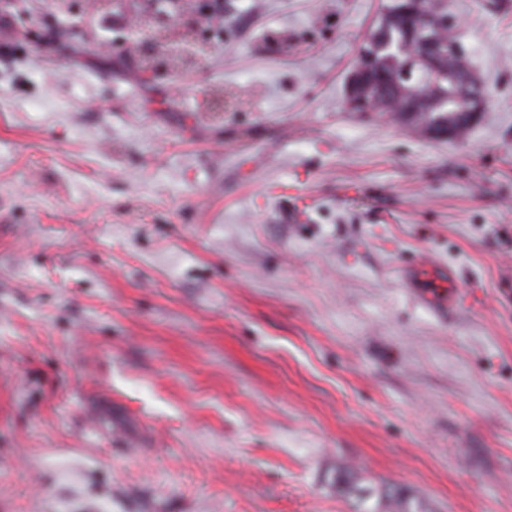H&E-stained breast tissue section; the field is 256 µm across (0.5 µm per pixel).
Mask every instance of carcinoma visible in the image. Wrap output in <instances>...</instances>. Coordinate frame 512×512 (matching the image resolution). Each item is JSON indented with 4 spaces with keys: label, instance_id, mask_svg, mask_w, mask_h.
<instances>
[{
    "label": "carcinoma",
    "instance_id": "1",
    "mask_svg": "<svg viewBox=\"0 0 512 512\" xmlns=\"http://www.w3.org/2000/svg\"><path fill=\"white\" fill-rule=\"evenodd\" d=\"M459 42L448 23V0H389L359 45L347 110L396 114L429 138L442 130L464 135L469 130L465 108L485 88L469 53L451 49ZM333 483L349 496L350 512H429L419 498L395 485L377 493L358 491L349 465L336 468Z\"/></svg>",
    "mask_w": 512,
    "mask_h": 512
}]
</instances>
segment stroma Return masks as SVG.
<instances>
[{
  "mask_svg": "<svg viewBox=\"0 0 512 512\" xmlns=\"http://www.w3.org/2000/svg\"><path fill=\"white\" fill-rule=\"evenodd\" d=\"M383 2L237 0L154 82L131 0H0V512H512V0H448L454 141L346 110ZM184 32L188 37L184 40L172 43L165 47V53L162 56L167 71L176 73L185 66L197 63L204 58L212 46V32L203 30L199 24L186 26ZM180 61V62H179ZM355 469L349 465L336 468V490L349 496L350 512H429L423 502L403 488L388 485L381 491L361 493L355 487Z\"/></svg>",
  "mask_w": 512,
  "mask_h": 512,
  "instance_id": "stroma-1",
  "label": "stroma"
}]
</instances>
